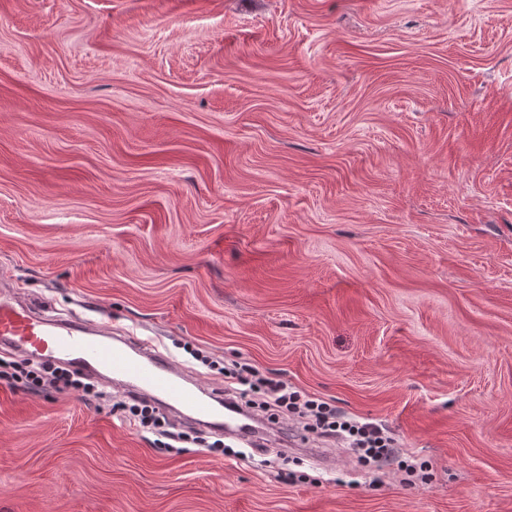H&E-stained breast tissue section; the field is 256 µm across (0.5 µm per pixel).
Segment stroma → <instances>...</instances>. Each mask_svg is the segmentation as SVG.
Returning <instances> with one entry per match:
<instances>
[{"label": "stroma", "instance_id": "1", "mask_svg": "<svg viewBox=\"0 0 512 512\" xmlns=\"http://www.w3.org/2000/svg\"><path fill=\"white\" fill-rule=\"evenodd\" d=\"M0 283L401 458L0 383V512H512V0H0ZM224 382L226 399L237 407L276 411L270 414L271 420H295L316 439L362 448L376 461L396 458L393 439L382 426L346 417L331 403L305 395L284 380L266 377L253 367L235 366L224 367ZM117 404L122 408V410L128 411L131 416L137 418L142 427L155 431V433L161 438L177 443L184 441L185 436L183 433H176L169 430L170 428H174L169 427V424L165 421H160L159 418L155 416L156 411L147 402H138L137 400H134L133 404L126 402Z\"/></svg>", "mask_w": 512, "mask_h": 512}]
</instances>
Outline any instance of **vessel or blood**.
Wrapping results in <instances>:
<instances>
[{
	"instance_id": "vessel-or-blood-1",
	"label": "vessel or blood",
	"mask_w": 512,
	"mask_h": 512,
	"mask_svg": "<svg viewBox=\"0 0 512 512\" xmlns=\"http://www.w3.org/2000/svg\"><path fill=\"white\" fill-rule=\"evenodd\" d=\"M0 342L34 357L48 350L57 352L63 362L104 383H122L127 391L159 407L180 405L227 436L247 441L256 431L243 422L242 411L200 387L156 346L130 337H111L102 327L53 322L2 292Z\"/></svg>"
}]
</instances>
